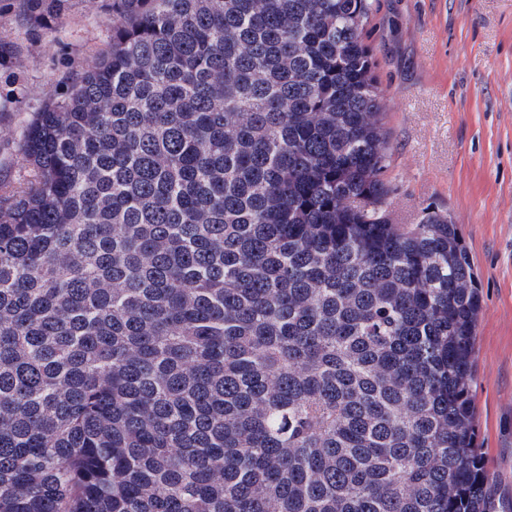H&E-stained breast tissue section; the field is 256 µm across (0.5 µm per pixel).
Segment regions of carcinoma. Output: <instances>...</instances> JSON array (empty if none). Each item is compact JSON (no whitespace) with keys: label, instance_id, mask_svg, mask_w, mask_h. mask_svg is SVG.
<instances>
[{"label":"carcinoma","instance_id":"carcinoma-1","mask_svg":"<svg viewBox=\"0 0 512 512\" xmlns=\"http://www.w3.org/2000/svg\"><path fill=\"white\" fill-rule=\"evenodd\" d=\"M373 10L112 0L0 199V512H499L478 275L390 223Z\"/></svg>","mask_w":512,"mask_h":512}]
</instances>
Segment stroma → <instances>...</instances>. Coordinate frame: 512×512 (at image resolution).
Wrapping results in <instances>:
<instances>
[{"label": "stroma", "instance_id": "stroma-1", "mask_svg": "<svg viewBox=\"0 0 512 512\" xmlns=\"http://www.w3.org/2000/svg\"><path fill=\"white\" fill-rule=\"evenodd\" d=\"M384 91L393 223L448 212L479 275L472 400L501 512H512V0H378L368 27ZM112 39L109 0H65L45 24L0 0V196L31 176L35 112Z\"/></svg>", "mask_w": 512, "mask_h": 512}]
</instances>
